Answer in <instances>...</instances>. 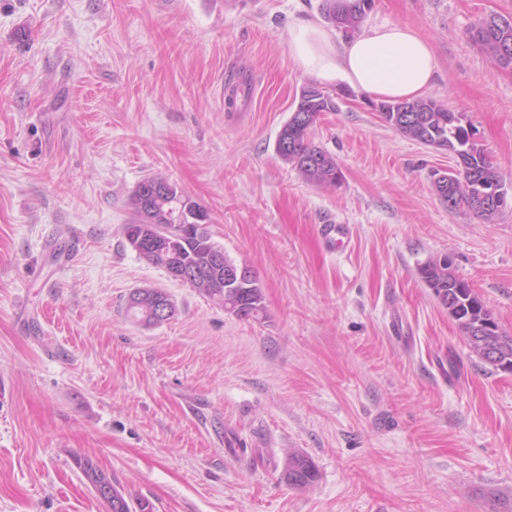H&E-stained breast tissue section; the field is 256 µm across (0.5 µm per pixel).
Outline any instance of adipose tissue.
<instances>
[{
    "label": "adipose tissue",
    "mask_w": 512,
    "mask_h": 512,
    "mask_svg": "<svg viewBox=\"0 0 512 512\" xmlns=\"http://www.w3.org/2000/svg\"><path fill=\"white\" fill-rule=\"evenodd\" d=\"M288 51L306 75L386 101H412L433 86L437 62L429 43L402 24L374 26L342 40L336 33L305 18L288 30Z\"/></svg>",
    "instance_id": "obj_1"
}]
</instances>
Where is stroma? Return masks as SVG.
Segmentation results:
<instances>
[{
    "instance_id": "stroma-1",
    "label": "stroma",
    "mask_w": 512,
    "mask_h": 512,
    "mask_svg": "<svg viewBox=\"0 0 512 512\" xmlns=\"http://www.w3.org/2000/svg\"><path fill=\"white\" fill-rule=\"evenodd\" d=\"M323 0H0V512H106L90 457L151 512H512V373L470 352L417 267L449 257L512 336V208L449 209L452 154L344 84L306 183L277 135L312 77L288 27ZM512 0H373L439 64L429 98L512 186V71L466 31ZM254 84L227 110L230 88ZM161 174L249 266L258 320L140 258L129 196ZM345 224L329 252L320 227ZM160 288L176 313L126 316ZM318 471L282 480L288 453Z\"/></svg>"
}]
</instances>
